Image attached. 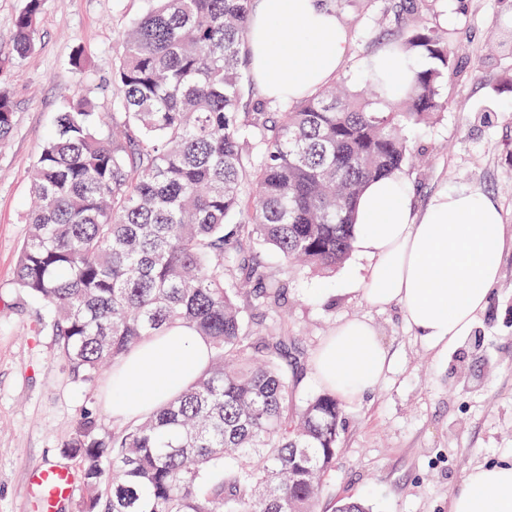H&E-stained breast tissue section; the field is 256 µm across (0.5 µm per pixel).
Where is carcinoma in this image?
Instances as JSON below:
<instances>
[{
  "label": "carcinoma",
  "instance_id": "carcinoma-1",
  "mask_svg": "<svg viewBox=\"0 0 512 512\" xmlns=\"http://www.w3.org/2000/svg\"><path fill=\"white\" fill-rule=\"evenodd\" d=\"M125 32L111 83L122 111L67 101L30 176L34 204L16 285L93 383L138 342L181 325L208 339L207 368L153 414L101 435L91 413L64 445L83 462L89 512H317L334 471L341 400L299 397L290 339L248 325L235 280L275 314L284 288L254 257L325 274L353 250L371 180L401 172L413 125L445 111L448 34L419 20L399 48L424 56L387 103L327 83L297 100L251 89L253 0H154ZM41 0L15 24L35 46ZM14 104L0 93V141ZM332 512H369L341 499Z\"/></svg>",
  "mask_w": 512,
  "mask_h": 512
}]
</instances>
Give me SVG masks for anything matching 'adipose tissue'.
Segmentation results:
<instances>
[{"mask_svg": "<svg viewBox=\"0 0 512 512\" xmlns=\"http://www.w3.org/2000/svg\"><path fill=\"white\" fill-rule=\"evenodd\" d=\"M349 36L323 0H255L250 15L251 72L267 97L301 98L341 69ZM356 247L369 264L358 281L376 307L399 304L427 348L443 353L470 336L497 283L506 234L497 204L461 189L436 197L415 216L400 175L371 181L355 212ZM203 337L174 327L146 339L112 369L113 414L136 419L179 396L203 371ZM391 358L376 326L351 319L336 326L314 364L320 383L344 400L372 392ZM449 512H512V462L468 471Z\"/></svg>", "mask_w": 512, "mask_h": 512, "instance_id": "adipose-tissue-1", "label": "adipose tissue"}]
</instances>
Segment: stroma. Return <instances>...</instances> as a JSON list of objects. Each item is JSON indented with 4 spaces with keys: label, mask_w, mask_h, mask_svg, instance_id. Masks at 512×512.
Masks as SVG:
<instances>
[{
    "label": "stroma",
    "mask_w": 512,
    "mask_h": 512,
    "mask_svg": "<svg viewBox=\"0 0 512 512\" xmlns=\"http://www.w3.org/2000/svg\"><path fill=\"white\" fill-rule=\"evenodd\" d=\"M25 4L0 0V57L10 61L0 91L15 105L12 131L0 143V512H44L27 486L29 473L43 464L81 474L80 459L62 450L81 413L92 412L102 434L126 425L105 401L110 373L91 385L75 382L45 326L46 308L14 278L28 235L29 173L63 100L86 99L97 111H116L110 79L123 34L152 6L151 0H42L36 44L17 59L11 55L15 21ZM390 4L347 0L336 6L350 36L339 78L358 85L370 58L417 18L450 30L462 66L443 87L445 114L411 129L424 161L403 175L415 213L437 195L478 189L497 202L512 235V50L493 47L512 39V0H420L417 16L399 26L385 18ZM78 49L86 59L80 71L70 65ZM479 59L486 65L473 71ZM255 257L285 284L282 311L269 314L245 295L238 304L250 324L291 336L301 361L300 396L319 391L313 358L342 320L371 321L394 357L373 392L343 404L336 467L320 512L343 498L364 500L371 512H448L450 495L472 467L512 461L511 246L471 335L440 356L408 326L400 306L373 307L355 290L352 272L365 263L358 254L325 276L288 266L266 246L256 247Z\"/></svg>",
    "instance_id": "stroma-1"
}]
</instances>
